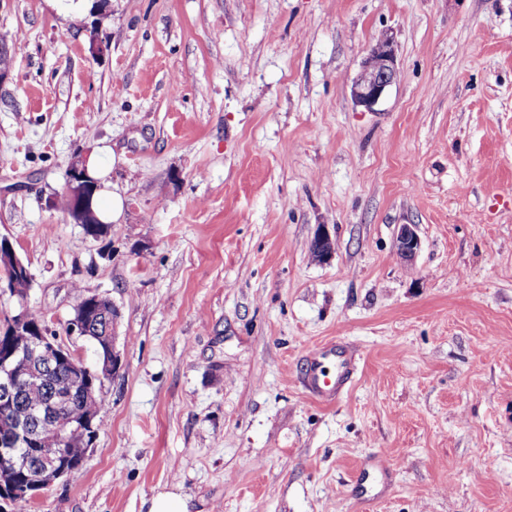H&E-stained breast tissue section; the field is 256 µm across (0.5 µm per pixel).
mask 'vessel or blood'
<instances>
[{
  "mask_svg": "<svg viewBox=\"0 0 512 512\" xmlns=\"http://www.w3.org/2000/svg\"><path fill=\"white\" fill-rule=\"evenodd\" d=\"M354 374V355L340 343L316 345L305 356L307 389L321 401H335L352 383Z\"/></svg>",
  "mask_w": 512,
  "mask_h": 512,
  "instance_id": "vessel-or-blood-1",
  "label": "vessel or blood"
}]
</instances>
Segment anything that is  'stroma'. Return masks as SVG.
<instances>
[{
  "label": "stroma",
  "instance_id": "1",
  "mask_svg": "<svg viewBox=\"0 0 512 512\" xmlns=\"http://www.w3.org/2000/svg\"><path fill=\"white\" fill-rule=\"evenodd\" d=\"M0 44V236L57 336L110 297L122 356L20 512H512V0H0ZM99 147L125 208L94 239L52 198ZM332 340L358 371L326 404ZM365 70L366 76L356 84L354 96L359 104L370 108L379 101L396 76L394 51L388 41L375 54L374 62L366 63ZM420 246V239L416 232V225L403 224L397 235V250L406 260L414 258ZM354 355L336 342L323 343L311 348L305 356V378L312 396L333 402L353 381ZM148 512H188L187 503L180 494L162 492L152 498Z\"/></svg>",
  "mask_w": 512,
  "mask_h": 512
}]
</instances>
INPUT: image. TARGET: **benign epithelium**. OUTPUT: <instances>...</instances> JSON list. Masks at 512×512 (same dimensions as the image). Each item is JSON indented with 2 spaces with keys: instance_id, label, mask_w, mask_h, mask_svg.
Returning <instances> with one entry per match:
<instances>
[{
  "instance_id": "1",
  "label": "benign epithelium",
  "mask_w": 512,
  "mask_h": 512,
  "mask_svg": "<svg viewBox=\"0 0 512 512\" xmlns=\"http://www.w3.org/2000/svg\"><path fill=\"white\" fill-rule=\"evenodd\" d=\"M366 76L359 80L354 90L357 102L367 108L375 105L396 76L394 51L390 43L374 56V62L366 63ZM91 182L84 177L81 163L74 161L67 169L64 195L70 202L67 215L74 223L87 228L96 222L89 204L88 189ZM420 246L416 225L402 224L397 235L399 254L410 260ZM0 294L17 299L18 306L8 317L7 328L12 336L28 337V346L17 349L12 346L0 353V411L10 417L3 428L0 441V456L10 454L11 444L32 445V455L24 466L31 471V477L19 478L18 463L0 468V503L19 506L30 502L38 491L53 485L56 481L80 469L84 461L68 463L57 448H39L45 430L54 428L63 433L71 426L59 416V405L49 402L35 409L21 403L26 385L34 379H41L66 367L73 378L70 398L88 400L94 397L95 386H104L119 371L120 352L116 346L115 324L117 313L112 300L104 295L91 293L76 304L78 313L68 323L67 336L87 337L91 332V319L103 324L102 340L107 352L94 368L77 358L71 349L56 336L48 334L45 322L33 319L26 299L31 287V275L27 266L18 257L12 243L0 237Z\"/></svg>"
}]
</instances>
